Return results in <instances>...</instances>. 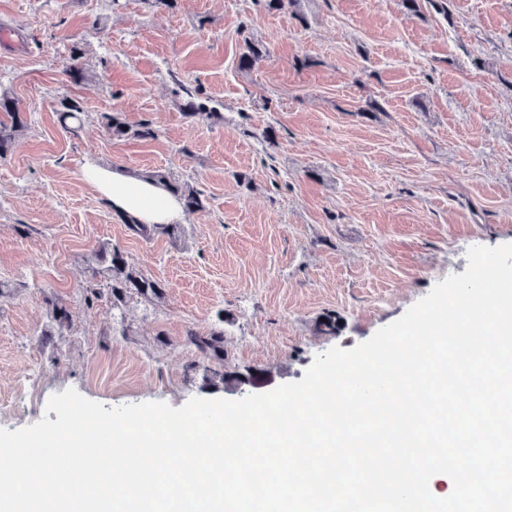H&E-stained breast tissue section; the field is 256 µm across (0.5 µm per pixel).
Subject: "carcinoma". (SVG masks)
<instances>
[{"label": "carcinoma", "instance_id": "1", "mask_svg": "<svg viewBox=\"0 0 512 512\" xmlns=\"http://www.w3.org/2000/svg\"><path fill=\"white\" fill-rule=\"evenodd\" d=\"M267 55L266 47L257 42H246V52L239 57V65L250 69ZM0 112L7 119L0 120V158L8 153L15 134L21 128V117L15 103L0 97ZM84 111L80 102L72 99L61 101L59 121L68 132L75 135L82 128ZM104 127L115 139L128 136L139 139L155 138V131L148 123L129 124L118 113L102 115ZM152 177L172 190L189 212L205 208L201 194L186 182L175 181L167 174L156 172ZM80 303L88 308L105 305L112 310V322L121 326L127 320L130 305L137 300H160L164 295V285L144 274L133 266L128 256L109 242L102 243L94 254L80 288ZM49 325L43 328L41 340L50 341L55 336H67L73 327V315L69 307L55 297L45 298ZM186 345L195 355L187 369L201 370L207 386L213 389L237 387L246 383L245 376L224 370V329L212 327L206 331L190 329L186 334Z\"/></svg>", "mask_w": 512, "mask_h": 512}]
</instances>
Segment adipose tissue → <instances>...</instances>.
I'll use <instances>...</instances> for the list:
<instances>
[{
  "label": "adipose tissue",
  "mask_w": 512,
  "mask_h": 512,
  "mask_svg": "<svg viewBox=\"0 0 512 512\" xmlns=\"http://www.w3.org/2000/svg\"><path fill=\"white\" fill-rule=\"evenodd\" d=\"M81 175L117 213L130 216L138 223L177 224L184 219L178 197L154 179L92 163L83 166Z\"/></svg>",
  "instance_id": "adipose-tissue-1"
}]
</instances>
